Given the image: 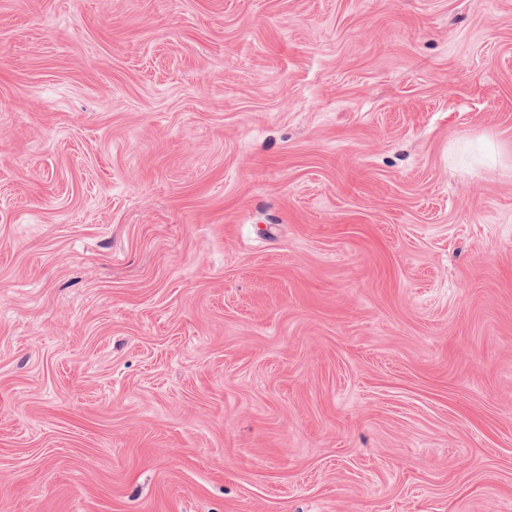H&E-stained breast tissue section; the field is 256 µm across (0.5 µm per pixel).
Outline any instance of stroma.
I'll return each instance as SVG.
<instances>
[{
	"mask_svg": "<svg viewBox=\"0 0 512 512\" xmlns=\"http://www.w3.org/2000/svg\"><path fill=\"white\" fill-rule=\"evenodd\" d=\"M512 0H0V512H512ZM471 166L503 164L507 157L490 139H479L467 145Z\"/></svg>",
	"mask_w": 512,
	"mask_h": 512,
	"instance_id": "1",
	"label": "stroma"
}]
</instances>
